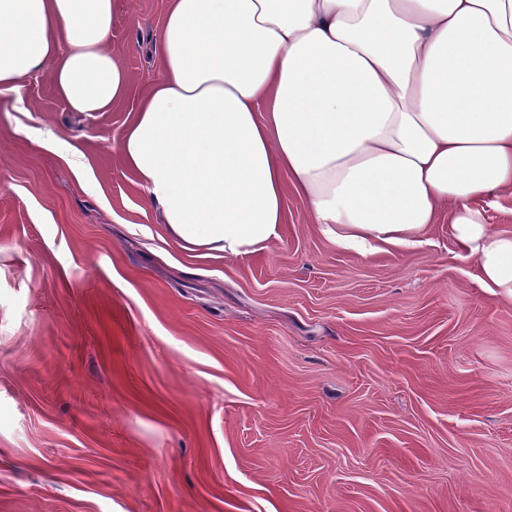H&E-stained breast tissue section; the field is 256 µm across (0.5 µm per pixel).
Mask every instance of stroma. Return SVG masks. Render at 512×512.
<instances>
[{
  "label": "stroma",
  "instance_id": "stroma-1",
  "mask_svg": "<svg viewBox=\"0 0 512 512\" xmlns=\"http://www.w3.org/2000/svg\"><path fill=\"white\" fill-rule=\"evenodd\" d=\"M168 0H123L134 93H0V512H512V301L456 255L278 236L188 251L116 146Z\"/></svg>",
  "mask_w": 512,
  "mask_h": 512
}]
</instances>
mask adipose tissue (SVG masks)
Instances as JSON below:
<instances>
[{
  "label": "adipose tissue",
  "instance_id": "adipose-tissue-1",
  "mask_svg": "<svg viewBox=\"0 0 512 512\" xmlns=\"http://www.w3.org/2000/svg\"><path fill=\"white\" fill-rule=\"evenodd\" d=\"M121 0H0V89L44 72L73 112L132 83ZM156 77L117 147L184 248H268L285 191L337 246L416 244L447 215L487 292L512 299V0H170ZM486 223L494 231L512 229V198L491 199L482 203Z\"/></svg>",
  "mask_w": 512,
  "mask_h": 512
}]
</instances>
